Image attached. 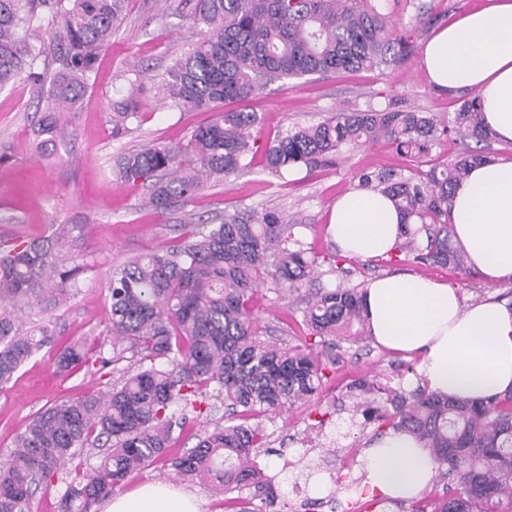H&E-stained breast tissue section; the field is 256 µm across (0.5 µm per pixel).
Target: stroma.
Returning <instances> with one entry per match:
<instances>
[{
  "label": "stroma",
  "instance_id": "obj_1",
  "mask_svg": "<svg viewBox=\"0 0 512 512\" xmlns=\"http://www.w3.org/2000/svg\"><path fill=\"white\" fill-rule=\"evenodd\" d=\"M486 2L399 0L394 16L410 26L424 7L429 9L431 27L436 30ZM199 37L200 30L188 17L182 0H130L111 44L99 57L81 110L61 116L54 144L45 153L36 149L35 130L47 108L46 98L35 96L23 74L0 88V240L36 238L48 234L53 224L83 227L81 253L89 269L81 277L78 294L59 312L56 329L60 342L82 339L96 347L109 317L103 288L109 269L131 254L173 245L185 225L212 221L237 209H276L302 219L297 238L305 249L322 256L336 250L327 229L331 207L339 196L356 187L360 172L413 168L412 162L385 144H364L344 149L332 168L315 174L302 168L282 178L267 168L259 153L238 175L218 185H205L191 196L175 200L165 211L146 206L150 186L121 182L113 172L114 163L120 154L157 140L185 143L197 125L213 119L210 111L171 109L156 89L172 59ZM137 67L145 71L142 118L116 138L108 115L113 101L125 94L128 70ZM393 96L402 108L429 112L445 121L453 119L463 101L462 96L432 89L415 55L396 67L281 81L253 100L251 107L263 117L259 137L264 140L278 129L312 125L339 112L384 108ZM341 266V271L317 279V286H361L386 274L410 273L448 282L466 304L493 298L512 305V282L491 284L475 272L466 277L440 266L420 267L384 257L346 256ZM254 305L273 338L289 348L304 345L307 329L299 304L288 296H276L263 284L255 290ZM53 358V351L42 350L0 388V464L7 462L15 436L42 407L102 389L95 367L60 373ZM420 361V355L377 346L368 335L357 344L343 343L318 404H298L262 416L269 451L260 454L258 462L272 476L279 502L288 503L292 512H380L368 496L333 484L348 453H363L371 434L370 429L349 424L355 401L349 387L364 379L407 392L415 390L421 382ZM317 408L331 418L322 430L315 428L311 417ZM330 436L336 443L328 453L324 446ZM288 459L293 468H285ZM156 481L196 495L203 512H228L223 496L178 478L158 463L133 474L126 488L132 491ZM310 499L315 500V508L307 507Z\"/></svg>",
  "mask_w": 512,
  "mask_h": 512
}]
</instances>
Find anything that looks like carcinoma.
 Instances as JSON below:
<instances>
[{"label": "carcinoma", "mask_w": 512, "mask_h": 512, "mask_svg": "<svg viewBox=\"0 0 512 512\" xmlns=\"http://www.w3.org/2000/svg\"><path fill=\"white\" fill-rule=\"evenodd\" d=\"M129 0H0V87L22 71L49 101L37 130V148L48 149L55 112H75L88 89L102 49L123 19ZM51 16V45L59 68L37 70L45 46L30 37ZM190 19L200 40L173 59L162 80L164 100L184 111L208 109L216 117L193 130L185 144L155 142L120 155L116 172L128 184L152 183L149 203L165 210L175 198L206 183H221L245 170L256 149L257 112L225 110L228 102L260 96L285 78L329 77L389 67L415 52L412 32L384 12L380 0H193ZM112 103V136L137 120L141 80ZM452 135L488 143L478 97L462 102L453 120L390 104L383 109L340 112L315 125L278 131L267 140L269 169L309 171L336 164L341 148L380 142L414 161ZM471 151L454 162L404 175L362 173L358 187L387 194L414 223L389 261L451 267L468 273L455 244L448 201L476 161ZM301 226L274 209L227 213L219 224L201 222L162 252L139 253L109 271L105 288L110 317L95 362L102 376L127 362L123 379L78 400L40 410L14 440L0 469V512H32V500L86 448H103L100 464L65 482L60 512H96V505L127 478L156 462L179 476L228 496L238 512H268L277 498L272 479L256 458L267 438L262 423L240 416L276 412L315 399L326 371L336 365L338 341L360 338L362 292L319 288L302 299L311 341L295 349L261 339L252 305L256 286L269 281L278 293L298 292L320 267L295 235ZM80 224H63L45 237L0 242V387L44 348L56 347L61 373L88 361L83 341L55 346V327L29 329L17 313L37 316L67 305L88 267L80 262ZM355 410L376 423L375 435L409 432L429 448L436 478L454 491L410 501L409 512H512V392L477 400L440 396L421 385L405 394L374 395L367 380ZM223 400L232 424L215 426L194 448L170 455L174 432L186 411L204 413L208 400ZM248 491L245 497L240 496Z\"/></svg>", "instance_id": "1"}]
</instances>
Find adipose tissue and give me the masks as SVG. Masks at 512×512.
<instances>
[{"instance_id":"adipose-tissue-1","label":"adipose tissue","mask_w":512,"mask_h":512,"mask_svg":"<svg viewBox=\"0 0 512 512\" xmlns=\"http://www.w3.org/2000/svg\"><path fill=\"white\" fill-rule=\"evenodd\" d=\"M429 84L439 92L478 96L484 123L512 142V0H490L434 34L423 48ZM453 239L486 281L512 282V158L472 165L448 202ZM407 218L378 190H351L333 204L329 233L343 255L387 256ZM370 332L379 344L424 354L428 389L457 398L512 391V308L488 300L464 305L447 282L384 276L363 291ZM363 486L380 498L408 500L429 487L436 465L413 435L388 432L367 445ZM102 512H202L199 499L168 483L149 482L104 503Z\"/></svg>"}]
</instances>
